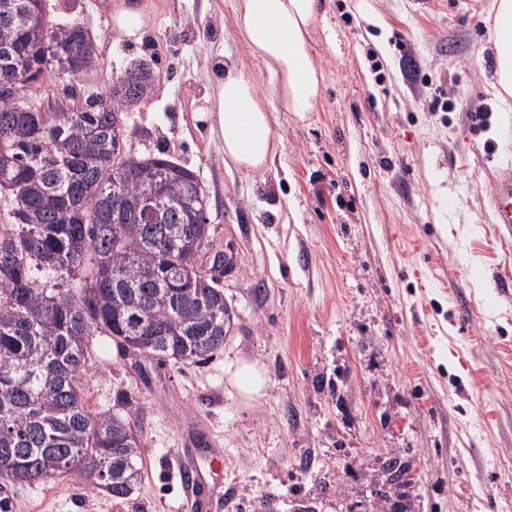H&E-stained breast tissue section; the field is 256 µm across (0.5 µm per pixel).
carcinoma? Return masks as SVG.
Segmentation results:
<instances>
[{"mask_svg": "<svg viewBox=\"0 0 512 512\" xmlns=\"http://www.w3.org/2000/svg\"><path fill=\"white\" fill-rule=\"evenodd\" d=\"M0 0V84L26 73L35 84L74 77L53 57L93 39L58 24L43 0ZM152 67L70 111L0 93V489L76 473L116 502L142 479L135 420L91 410L80 386L94 337L120 353L200 364L224 348V289L196 271L206 192L196 173L164 152L124 150L127 112L151 97ZM123 176L114 177V167Z\"/></svg>", "mask_w": 512, "mask_h": 512, "instance_id": "obj_1", "label": "carcinoma"}]
</instances>
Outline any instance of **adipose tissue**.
<instances>
[{"label":"adipose tissue","mask_w":512,"mask_h":512,"mask_svg":"<svg viewBox=\"0 0 512 512\" xmlns=\"http://www.w3.org/2000/svg\"><path fill=\"white\" fill-rule=\"evenodd\" d=\"M493 9L494 78L505 106L512 102V0H495ZM320 11V0H236L237 35L274 78L277 100L276 110H269L240 67H225L212 118L224 138V156L237 168L258 172L273 161L274 111L302 118L315 110L323 72L309 35Z\"/></svg>","instance_id":"ef3b65f1"}]
</instances>
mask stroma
<instances>
[{
  "label": "stroma",
  "instance_id": "1",
  "mask_svg": "<svg viewBox=\"0 0 512 512\" xmlns=\"http://www.w3.org/2000/svg\"><path fill=\"white\" fill-rule=\"evenodd\" d=\"M127 1L144 23L122 31ZM492 2L324 0L321 98L278 113L273 164L247 172L205 117L228 59L275 102L235 0H45L93 37L81 89L154 68L125 147L198 174L232 322L201 364L95 337L87 399L137 417L141 484L118 503L76 474L14 483L0 512H191L177 465L207 462L202 438L224 457L207 512H512V233L489 205L512 112L492 87ZM241 359L264 372L258 398L231 381Z\"/></svg>",
  "mask_w": 512,
  "mask_h": 512
}]
</instances>
